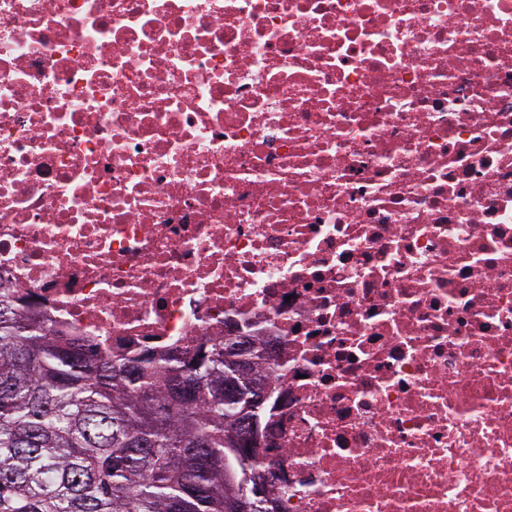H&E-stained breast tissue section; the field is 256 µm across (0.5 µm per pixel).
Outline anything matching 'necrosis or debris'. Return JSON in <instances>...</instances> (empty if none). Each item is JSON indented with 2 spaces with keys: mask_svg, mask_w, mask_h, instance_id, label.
Masks as SVG:
<instances>
[{
  "mask_svg": "<svg viewBox=\"0 0 512 512\" xmlns=\"http://www.w3.org/2000/svg\"><path fill=\"white\" fill-rule=\"evenodd\" d=\"M0 282L260 337L280 512H512V0H0Z\"/></svg>",
  "mask_w": 512,
  "mask_h": 512,
  "instance_id": "obj_1",
  "label": "necrosis or debris"
}]
</instances>
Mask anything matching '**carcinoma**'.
<instances>
[{"instance_id":"1","label":"carcinoma","mask_w":512,"mask_h":512,"mask_svg":"<svg viewBox=\"0 0 512 512\" xmlns=\"http://www.w3.org/2000/svg\"><path fill=\"white\" fill-rule=\"evenodd\" d=\"M272 372L219 344L108 359L0 295V512H234L258 494L252 512H278L258 448L232 438Z\"/></svg>"}]
</instances>
